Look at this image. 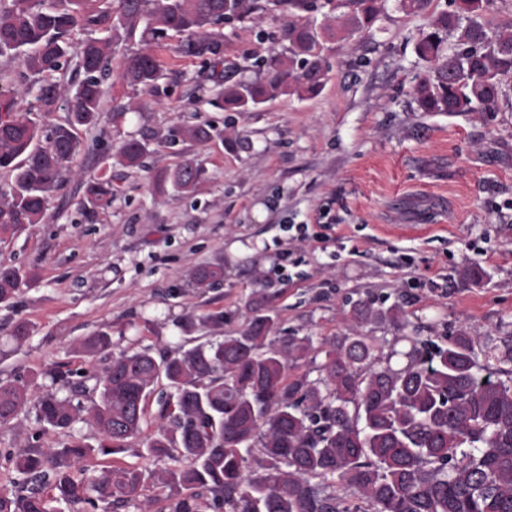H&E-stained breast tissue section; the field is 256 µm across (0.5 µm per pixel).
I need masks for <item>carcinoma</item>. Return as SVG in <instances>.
I'll return each instance as SVG.
<instances>
[{"label":"carcinoma","mask_w":512,"mask_h":512,"mask_svg":"<svg viewBox=\"0 0 512 512\" xmlns=\"http://www.w3.org/2000/svg\"><path fill=\"white\" fill-rule=\"evenodd\" d=\"M389 0H11L0 7V57L18 58L19 82L38 80L34 102L17 108L20 89L0 94V169L12 174L0 190V235L39 224L53 193L79 175L78 129L98 124L103 81L112 47L138 48L123 61L121 79L158 98L165 94L156 51L170 33L182 35L183 58L220 63L226 22L261 23L288 13L284 52L263 61L256 80L216 77L208 104L232 112L257 109L282 96L317 95L329 80L325 50L370 34ZM396 8L425 13L433 0H394ZM489 0H453L454 9L432 16L415 43L425 69L416 77L413 101L420 112L479 114L497 109L504 80L512 77V25L487 18ZM76 31L107 36L74 44ZM456 35L452 52L448 35ZM74 74L61 85L58 73ZM68 103V119L47 129L32 118ZM217 133L207 123L178 125L170 142L204 146ZM150 136L124 139L113 154L123 167H141ZM205 169L196 158L158 170L156 193H195ZM112 176L84 183L89 214L112 204ZM224 277L220 265L205 264L189 276L196 288H212ZM33 273L0 267V304H9ZM249 318L224 335L225 314L189 318L182 329L209 332L207 339L178 355L124 352L99 374L80 379L59 364L49 371L53 388L37 402L45 427L93 428L96 444L75 439L60 448L18 453L16 469L27 493L0 491V512H56L51 502L100 505L119 512L136 508L143 488H167L168 512H512V359L496 354L494 338L466 328L446 344L413 347L408 362L394 368L375 353L364 324L389 319L398 310L356 308L348 334L280 336L276 315L263 290L246 302ZM112 347L108 325L72 344L90 360ZM321 361H316V358ZM315 363L317 376L301 368ZM165 380L175 402H161L156 430L143 435L145 404ZM93 393L90 404L60 391ZM25 384L0 380V425L10 424L27 404ZM135 439L144 455L174 465L112 467L89 479L74 470L94 452L115 455ZM56 495L48 500L40 487Z\"/></svg>","instance_id":"1"}]
</instances>
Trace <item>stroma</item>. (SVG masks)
Listing matches in <instances>:
<instances>
[{
    "instance_id": "1",
    "label": "stroma",
    "mask_w": 512,
    "mask_h": 512,
    "mask_svg": "<svg viewBox=\"0 0 512 512\" xmlns=\"http://www.w3.org/2000/svg\"><path fill=\"white\" fill-rule=\"evenodd\" d=\"M429 21L388 8L372 34L329 53L319 95L249 112L208 105L209 64L161 49L166 96L141 93L143 108L117 129L112 108L134 95L120 79L128 45L118 44L99 124L79 134L82 178L62 184L42 223L0 237V267L35 274L13 306H0V379L26 382L35 398L55 365L102 369L71 345L105 324L115 354L188 349L180 324L206 313H227L224 331L235 333L262 288L283 336L346 335L363 302L399 308L422 339L439 343L467 327L495 336L499 355L512 354V78L497 112L417 111L412 89L423 64L414 44ZM287 22L223 25L225 72L256 71L281 51ZM196 122L237 129L245 143H168L171 127ZM144 134V167H110L122 138ZM193 156L206 169L200 191L157 196L154 172ZM108 172L112 206L87 217L82 180ZM292 224L305 225V241L290 240ZM204 263L223 265L221 284L191 285L190 272ZM474 267L481 282L467 277ZM20 321L33 333L16 349L9 336ZM74 436L96 441L82 423L69 434L43 427L28 402L0 426V489H22L17 452L59 448Z\"/></svg>"
}]
</instances>
